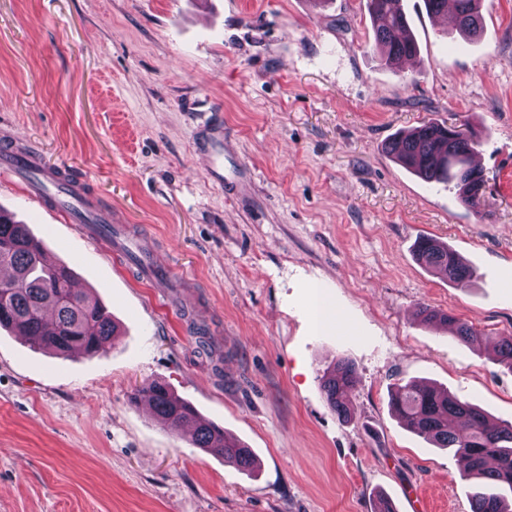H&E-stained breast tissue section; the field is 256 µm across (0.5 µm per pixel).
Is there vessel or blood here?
I'll list each match as a JSON object with an SVG mask.
<instances>
[{"mask_svg": "<svg viewBox=\"0 0 512 512\" xmlns=\"http://www.w3.org/2000/svg\"><path fill=\"white\" fill-rule=\"evenodd\" d=\"M194 150L205 157L206 174L214 184L227 191H249L250 183L241 163L224 147V121L221 117H210L203 124L202 135L195 140ZM20 178L26 182L28 197L42 208L67 219L74 211L84 213L86 221L81 232L87 240L99 239L103 225L113 224L111 214L98 212L93 198L84 192L81 177L63 166L44 167L34 151L19 152L9 146L0 148V179L12 181ZM113 226L115 233H122V225ZM127 246L137 251L140 270L151 280L161 285L173 281L171 268L160 263L152 249L142 241L131 240Z\"/></svg>", "mask_w": 512, "mask_h": 512, "instance_id": "b4317fda", "label": "vessel or blood"}]
</instances>
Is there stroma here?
Wrapping results in <instances>:
<instances>
[{
    "label": "stroma",
    "mask_w": 512,
    "mask_h": 512,
    "mask_svg": "<svg viewBox=\"0 0 512 512\" xmlns=\"http://www.w3.org/2000/svg\"><path fill=\"white\" fill-rule=\"evenodd\" d=\"M417 58L387 67L366 0H0V131L73 167L184 280L161 291L135 263L0 184L117 323L97 354L56 356L0 330V512H470L453 453L391 412L421 379L512 420V0H483L464 42L402 0ZM224 116L252 180L207 179L196 126ZM427 121L474 128L479 209L387 155ZM428 234L475 270L430 273ZM430 306L473 324L467 345ZM351 361L343 421L321 390ZM159 380L252 448L246 475L131 401Z\"/></svg>",
    "instance_id": "35a3bbf8"
}]
</instances>
